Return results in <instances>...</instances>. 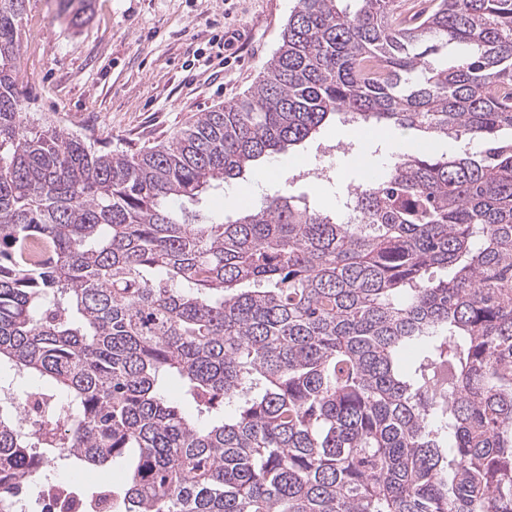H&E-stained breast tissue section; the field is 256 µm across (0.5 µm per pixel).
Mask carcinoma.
Instances as JSON below:
<instances>
[{"mask_svg": "<svg viewBox=\"0 0 512 512\" xmlns=\"http://www.w3.org/2000/svg\"><path fill=\"white\" fill-rule=\"evenodd\" d=\"M26 2L0 0V365L55 392L26 426L0 397V512L61 461L125 482L41 486L58 512H512V0H297L242 99L135 151L28 112ZM338 117L421 133L357 223L286 187L200 212ZM228 189L217 191L212 194H206V198L203 200L202 209L213 215H224L225 220H235L239 214L240 209L248 207V201L243 204H229L225 201V195Z\"/></svg>", "mask_w": 512, "mask_h": 512, "instance_id": "cac0c4a2", "label": "carcinoma"}]
</instances>
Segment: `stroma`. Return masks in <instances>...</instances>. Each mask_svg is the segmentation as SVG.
I'll use <instances>...</instances> for the list:
<instances>
[{
	"mask_svg": "<svg viewBox=\"0 0 512 512\" xmlns=\"http://www.w3.org/2000/svg\"><path fill=\"white\" fill-rule=\"evenodd\" d=\"M296 0H28L18 87L30 111L112 149L168 139L197 113L234 103L259 79L280 45ZM341 122L269 162L273 184L309 207L337 212L367 166L399 151L389 126L344 139ZM368 165H361L360 156ZM332 166L330 179L309 170Z\"/></svg>",
	"mask_w": 512,
	"mask_h": 512,
	"instance_id": "obj_1",
	"label": "stroma"
}]
</instances>
